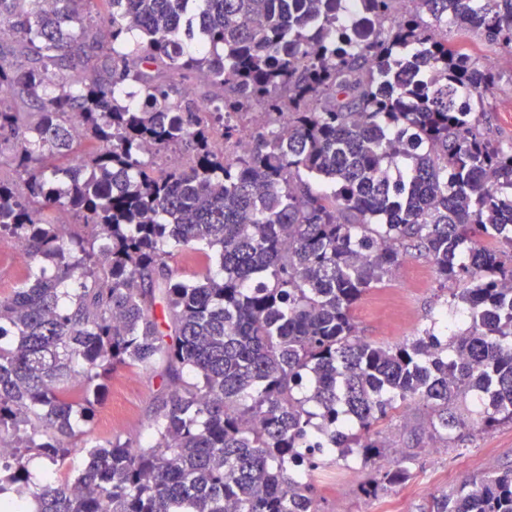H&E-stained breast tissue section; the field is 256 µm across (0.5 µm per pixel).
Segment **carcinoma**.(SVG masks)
Returning a JSON list of instances; mask_svg holds the SVG:
<instances>
[{
  "label": "carcinoma",
  "instance_id": "1",
  "mask_svg": "<svg viewBox=\"0 0 512 512\" xmlns=\"http://www.w3.org/2000/svg\"><path fill=\"white\" fill-rule=\"evenodd\" d=\"M340 2L0 0V238L40 271L0 295L9 512H318L308 476L376 465L404 407L445 441L512 423V147L485 132L495 76L448 41L468 26L512 53V0H361L351 29ZM408 256L466 328L362 339L352 310ZM158 364L147 441L85 439L112 374ZM470 394L476 419L454 411ZM79 451L30 487L31 456ZM426 512H512V469Z\"/></svg>",
  "mask_w": 512,
  "mask_h": 512
}]
</instances>
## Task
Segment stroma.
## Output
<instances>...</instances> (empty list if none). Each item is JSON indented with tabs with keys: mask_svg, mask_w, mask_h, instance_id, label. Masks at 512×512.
<instances>
[{
	"mask_svg": "<svg viewBox=\"0 0 512 512\" xmlns=\"http://www.w3.org/2000/svg\"><path fill=\"white\" fill-rule=\"evenodd\" d=\"M452 41L476 56L480 65L495 75L497 87L489 132L503 146H511L512 54L472 33L453 36ZM443 306L432 266L414 258L403 272L370 290L355 307L353 318L365 340L394 344L415 338L429 317ZM161 391L158 373L132 368L113 374L108 393L88 424L89 439H146L147 424ZM117 407L123 411L118 425L106 428V413ZM427 426V412L418 406L396 413L379 425L388 446L384 466L394 465L401 455H410L412 477L408 483L377 500L365 498L360 491L359 483L368 475L364 469L351 480L333 486L320 483L316 486L320 512H424L432 493H449L463 482L512 469L511 424L456 438L450 447L431 441L425 433ZM458 448L463 449V456H455Z\"/></svg>",
	"mask_w": 512,
	"mask_h": 512,
	"instance_id": "stroma-1",
	"label": "stroma"
}]
</instances>
